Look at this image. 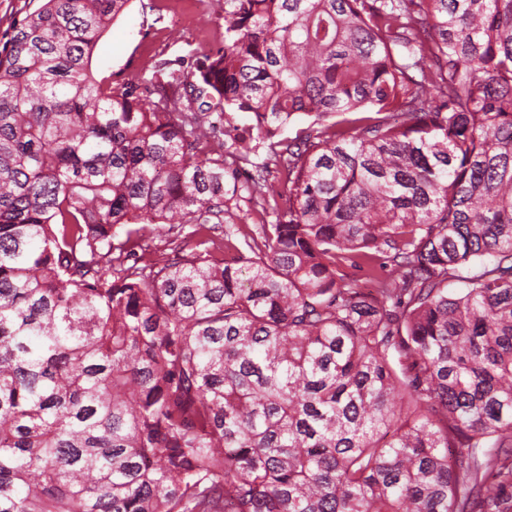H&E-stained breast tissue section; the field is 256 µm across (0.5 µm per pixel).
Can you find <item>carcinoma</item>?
<instances>
[{
    "mask_svg": "<svg viewBox=\"0 0 512 512\" xmlns=\"http://www.w3.org/2000/svg\"><path fill=\"white\" fill-rule=\"evenodd\" d=\"M128 2L0 50V512H498L512 0H224L158 100L91 73Z\"/></svg>",
    "mask_w": 512,
    "mask_h": 512,
    "instance_id": "1",
    "label": "carcinoma"
}]
</instances>
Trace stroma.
<instances>
[{
    "instance_id": "obj_1",
    "label": "stroma",
    "mask_w": 512,
    "mask_h": 512,
    "mask_svg": "<svg viewBox=\"0 0 512 512\" xmlns=\"http://www.w3.org/2000/svg\"><path fill=\"white\" fill-rule=\"evenodd\" d=\"M210 20L193 22L196 45L184 42L172 25L175 13L193 10L191 0H130L126 10L109 26L92 57L96 80L112 84L149 80L164 61L194 54L202 59L224 44V0H208Z\"/></svg>"
}]
</instances>
